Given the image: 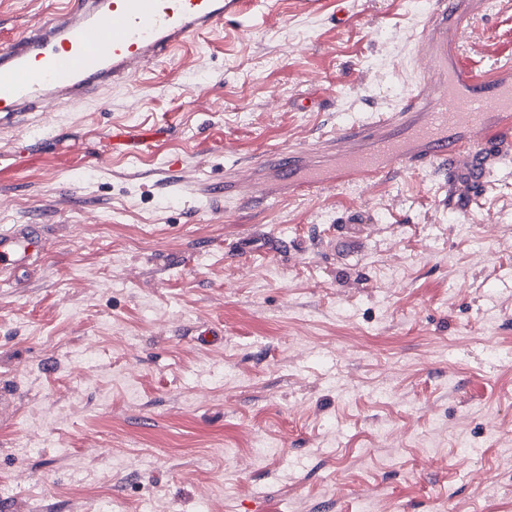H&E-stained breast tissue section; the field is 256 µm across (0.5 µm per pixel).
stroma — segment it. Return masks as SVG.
Instances as JSON below:
<instances>
[{
    "instance_id": "1",
    "label": "stroma",
    "mask_w": 512,
    "mask_h": 512,
    "mask_svg": "<svg viewBox=\"0 0 512 512\" xmlns=\"http://www.w3.org/2000/svg\"><path fill=\"white\" fill-rule=\"evenodd\" d=\"M59 7L0 0V48ZM426 11L245 0L81 106L0 121V227L45 239L0 275V512H512V134L466 210L436 166L205 195L395 110ZM459 42L512 61V0ZM353 215L361 250L332 254Z\"/></svg>"
}]
</instances>
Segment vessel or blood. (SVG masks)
<instances>
[{"label":"vessel or blood","mask_w":512,"mask_h":512,"mask_svg":"<svg viewBox=\"0 0 512 512\" xmlns=\"http://www.w3.org/2000/svg\"><path fill=\"white\" fill-rule=\"evenodd\" d=\"M241 0H65L38 28L0 50V120L35 111L46 100L84 103L99 89L129 81L148 64L173 59L185 42L224 27ZM487 0H434L418 36V85L398 111L345 128L323 148L332 167L316 163L314 151L290 148L254 163L288 182L291 191L316 192L386 177L393 166L424 169L438 164L470 194L482 178L488 131L512 127V65L481 79L458 62L456 35ZM341 255L360 250L355 224L330 240ZM43 250L37 224L0 229V272L30 263Z\"/></svg>","instance_id":"obj_1"}]
</instances>
